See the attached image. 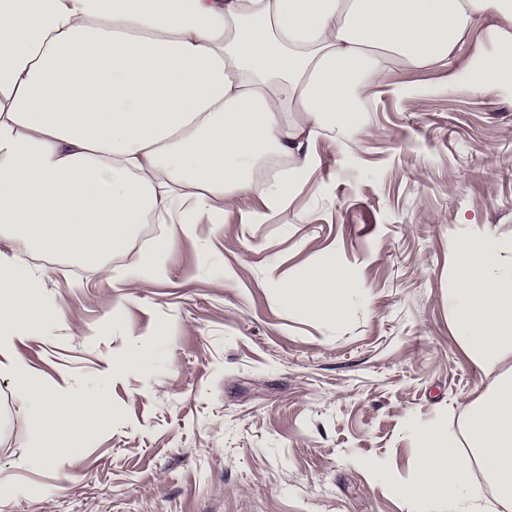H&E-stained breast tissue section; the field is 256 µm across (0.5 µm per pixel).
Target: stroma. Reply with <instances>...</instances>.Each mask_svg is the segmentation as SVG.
<instances>
[{"mask_svg":"<svg viewBox=\"0 0 512 512\" xmlns=\"http://www.w3.org/2000/svg\"><path fill=\"white\" fill-rule=\"evenodd\" d=\"M495 23L455 66L397 69L353 137H319L285 209L257 190L177 236L163 276L123 277L163 224L108 276L29 256L57 322L20 353L43 381L105 390L114 416L77 456L25 465L26 413L0 379V512H448L403 490L417 431L456 430L491 382L452 333L448 290L457 243L512 239V93L457 78ZM328 254L356 286L343 319L284 308L278 279ZM137 344L147 367L104 379Z\"/></svg>","mask_w":512,"mask_h":512,"instance_id":"stroma-1","label":"stroma"}]
</instances>
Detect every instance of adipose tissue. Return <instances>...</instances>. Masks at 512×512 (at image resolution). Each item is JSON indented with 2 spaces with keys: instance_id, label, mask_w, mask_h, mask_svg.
I'll use <instances>...</instances> for the list:
<instances>
[{
  "instance_id": "1",
  "label": "adipose tissue",
  "mask_w": 512,
  "mask_h": 512,
  "mask_svg": "<svg viewBox=\"0 0 512 512\" xmlns=\"http://www.w3.org/2000/svg\"><path fill=\"white\" fill-rule=\"evenodd\" d=\"M490 14L494 49L464 78L512 90V0H0V241L105 273L147 214L188 235L259 186L283 209L321 130L351 136L398 67L454 63ZM277 286L336 321L353 290L330 256ZM449 306L492 383L462 437L419 432L408 495L511 508L512 246L485 231L457 248Z\"/></svg>"
}]
</instances>
